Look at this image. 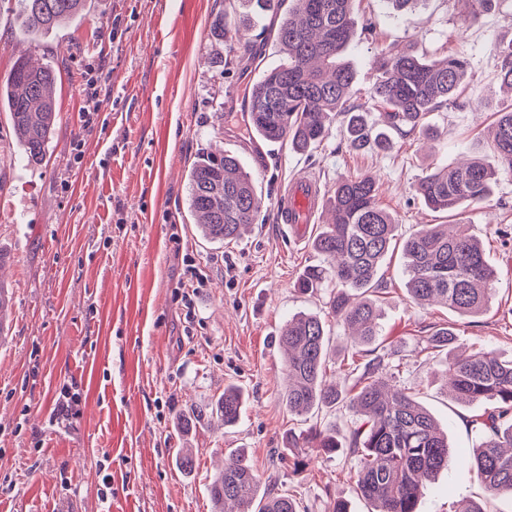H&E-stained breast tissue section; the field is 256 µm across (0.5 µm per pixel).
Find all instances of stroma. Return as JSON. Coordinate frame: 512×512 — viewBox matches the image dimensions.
<instances>
[{"mask_svg":"<svg viewBox=\"0 0 512 512\" xmlns=\"http://www.w3.org/2000/svg\"><path fill=\"white\" fill-rule=\"evenodd\" d=\"M228 0H87L84 13L49 32L23 23L21 0H0V81L19 58L56 72L54 133L41 162L27 159L8 112L0 111V282L13 305L15 339L0 350V512H212L207 487L225 457L240 449L262 484L292 490L309 512L343 500L371 505L347 475L344 455L304 451L295 469L278 462L298 419L281 401L283 354L277 337L288 317L326 315V289L303 295L294 283L321 261L294 244L276 218L239 240L209 243L188 209L189 170L204 151L236 155L264 202L298 172L323 189L343 176L376 175L378 201L405 238L423 224H462L479 238L495 272L494 296L474 316L414 305L400 252L377 278L378 354L448 433L447 470L425 491L421 512H512V498H486L461 456L479 443L476 416L491 405L457 403L421 337L453 327L455 348L488 343L512 356V175H498L487 198L451 213L431 211L415 194L427 168L488 158L493 114L512 105L498 79L500 45L512 41V0H489L471 18L470 0H420L397 11L386 0H357L346 59L365 102L374 62L391 46L429 60L464 51L468 76L457 103L432 112V136L391 133V146L352 149L333 121L314 152L264 142L256 164L245 110L248 89L278 65L273 40L251 30L256 57L227 63L209 29ZM100 79V112L85 117L86 83ZM208 283L185 317L187 264ZM79 388L88 413L52 424L55 397ZM246 396L238 423L207 411L227 386ZM192 417L189 431L178 425ZM194 465L180 466L182 451Z\"/></svg>","mask_w":512,"mask_h":512,"instance_id":"1","label":"stroma"}]
</instances>
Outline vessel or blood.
<instances>
[{
    "label": "vessel or blood",
    "mask_w": 512,
    "mask_h": 512,
    "mask_svg": "<svg viewBox=\"0 0 512 512\" xmlns=\"http://www.w3.org/2000/svg\"><path fill=\"white\" fill-rule=\"evenodd\" d=\"M273 205L279 222L287 225L293 242L300 243L313 217L323 207V196L317 181L301 174L278 189Z\"/></svg>",
    "instance_id": "obj_1"
}]
</instances>
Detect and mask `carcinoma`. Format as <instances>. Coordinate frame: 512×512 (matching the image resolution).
Returning a JSON list of instances; mask_svg holds the SVG:
<instances>
[{"instance_id":"carcinoma-1","label":"carcinoma","mask_w":512,"mask_h":512,"mask_svg":"<svg viewBox=\"0 0 512 512\" xmlns=\"http://www.w3.org/2000/svg\"><path fill=\"white\" fill-rule=\"evenodd\" d=\"M288 12L274 34L285 62L265 71L251 87L249 117L253 130L266 141H286L297 150H313L327 138L330 117L345 125L347 140L356 149L373 143L389 145L387 135L374 133L363 106L352 102L355 75L343 55L355 31L356 0H229L210 27V38L229 42L236 59L248 45L232 42L239 26H258L267 15ZM26 26L47 31L81 14L87 0H22ZM501 83L512 89V42L500 47ZM379 77L366 104L380 110L381 121L403 136L424 129L430 113L456 102L468 73L464 53L427 61L413 52L391 47L377 60ZM53 68L20 60L0 83V107L10 112L13 130L27 158L43 159L54 131L56 112ZM490 142L494 163L467 160L455 166L432 167L415 186L429 208L453 212L483 201L500 172L512 174V109L496 112ZM190 204L201 236L210 242L237 238L241 229L258 221L264 200L252 175L227 153H206L189 171ZM329 220L315 237L313 250L323 257L298 276L295 287L306 293L332 284L326 307L336 322L353 330L360 345L378 336L375 293L382 289L378 269L397 244L398 224L378 202V185L371 176L342 177L332 186ZM406 288L418 305L439 303L460 315L476 314L492 300L495 272L484 246L462 232L451 234L446 224H423L402 240ZM284 349L288 385L282 403L288 413L302 417L314 410L345 408L356 416L343 438L318 424L288 430V447L316 448L324 456L341 451L349 474L373 512H419L428 483L448 467V435L406 388L389 383L394 375L384 356L363 362L350 355L339 370L356 374L340 390L326 383L329 338L325 321L300 313L279 336ZM445 373L455 399L474 404L491 401V411L473 423L481 442L466 456L468 465L491 495L512 497V358L500 357L483 345L464 357L450 356ZM245 397L227 386L208 411L235 424ZM215 512L233 504L236 512H307L291 495L260 492V476L243 451L208 484Z\"/></svg>"}]
</instances>
